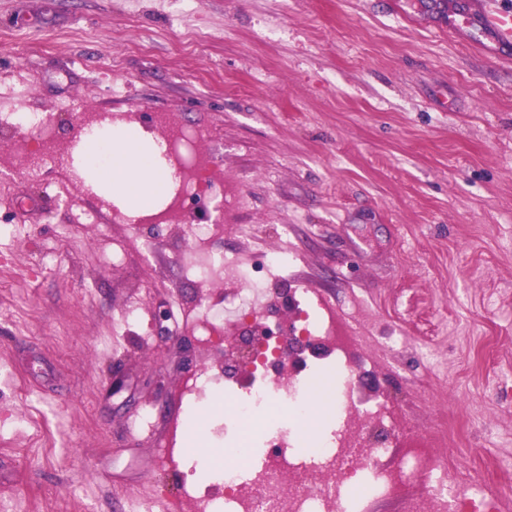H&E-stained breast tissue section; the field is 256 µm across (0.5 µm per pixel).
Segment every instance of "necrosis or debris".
Returning <instances> with one entry per match:
<instances>
[{
	"instance_id": "obj_1",
	"label": "necrosis or debris",
	"mask_w": 512,
	"mask_h": 512,
	"mask_svg": "<svg viewBox=\"0 0 512 512\" xmlns=\"http://www.w3.org/2000/svg\"><path fill=\"white\" fill-rule=\"evenodd\" d=\"M157 122L167 129L165 154L179 175V183L164 209L129 216V223L180 229L193 242L190 255L183 261L186 271L205 282H223L222 310H198V332L204 345L223 342L224 356L231 359L236 355L239 336L246 331L257 343L280 353L274 364L246 363L238 376L225 377L224 392L233 398L226 418L241 423L278 405L289 408L294 417L304 416L303 395L311 384L306 371L316 359L335 363L337 376L344 380L341 402L351 408L364 406L368 419L363 433L339 422L330 436L311 439L305 453L300 452L298 442L289 440L287 432H280L260 460L248 439L237 438L232 445L249 460V468H224L221 484L204 492L184 484L181 504L190 505L193 512H354V479L368 473L373 477L369 491L400 501L403 512H512L511 495L489 497L474 489L460 496L449 487L448 456L443 452L448 439L442 424L398 433L397 414L358 385L366 369L351 358L354 338L350 329L320 299L296 288L291 307L276 309L270 305L268 285L287 278L292 261L287 249L264 252L259 262L243 264L234 256L213 251L211 243L229 232L250 236L253 225L227 226L208 218L197 224L186 223L188 203L200 199L203 184H221L218 211L238 207L240 198L234 186L225 182L222 168L202 150L200 132L170 124L164 116ZM19 128L34 134L46 147L44 161L53 162L51 148L58 131L45 114L13 112L1 118L0 139ZM290 320L298 321V331L309 336L313 354L289 351L296 331L285 330L283 324ZM287 472L293 474L294 484L286 491L281 477Z\"/></svg>"
}]
</instances>
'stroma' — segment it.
<instances>
[{
	"label": "stroma",
	"mask_w": 512,
	"mask_h": 512,
	"mask_svg": "<svg viewBox=\"0 0 512 512\" xmlns=\"http://www.w3.org/2000/svg\"><path fill=\"white\" fill-rule=\"evenodd\" d=\"M465 3L483 0H0V113L53 115L64 149L89 110L202 130L244 198L229 223L256 227L214 249H292L289 286L354 328L365 389L421 429L447 416L455 485L491 496L512 489V47L496 61L449 32ZM1 154L17 234L0 244V501L167 512L189 468L161 443L224 399L183 392L224 360L196 325L224 285L186 276L183 234L143 247L68 165L34 172L7 139ZM93 207L99 223L72 225Z\"/></svg>",
	"instance_id": "stroma-1"
}]
</instances>
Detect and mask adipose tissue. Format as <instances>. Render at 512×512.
Instances as JSON below:
<instances>
[{
	"label": "adipose tissue",
	"mask_w": 512,
	"mask_h": 512,
	"mask_svg": "<svg viewBox=\"0 0 512 512\" xmlns=\"http://www.w3.org/2000/svg\"><path fill=\"white\" fill-rule=\"evenodd\" d=\"M85 158L102 184L127 204L144 205L164 191L169 176L138 140L116 133L84 143Z\"/></svg>",
	"instance_id": "1"
}]
</instances>
